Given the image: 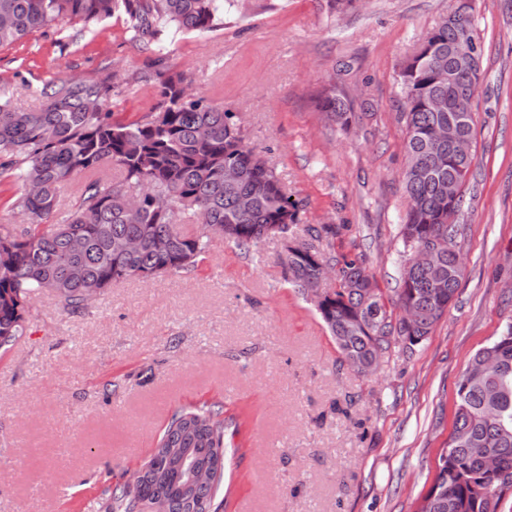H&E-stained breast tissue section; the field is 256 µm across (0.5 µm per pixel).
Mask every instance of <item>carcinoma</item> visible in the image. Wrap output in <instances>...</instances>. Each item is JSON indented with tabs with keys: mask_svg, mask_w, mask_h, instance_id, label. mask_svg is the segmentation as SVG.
<instances>
[{
	"mask_svg": "<svg viewBox=\"0 0 512 512\" xmlns=\"http://www.w3.org/2000/svg\"><path fill=\"white\" fill-rule=\"evenodd\" d=\"M238 6L239 0H0V47L61 19L87 25L119 14L132 38L158 55L169 36L211 31ZM455 34L443 19L424 38L431 54H412L399 71L404 104L398 119L406 127L409 165L403 172L407 206L395 294L400 306L412 307L414 325L385 309L374 320L366 317L357 283L374 275L364 260L336 257L314 245L336 234L334 227L308 228L310 240L295 241L296 248L281 258L284 284L301 292L322 287L323 266L336 269V288L319 316L346 363L368 362L376 354L388 358L395 344L413 350L457 298L464 267L455 252L441 259L443 288L431 272L408 266L413 248L443 238L453 248L464 232L457 220H448L461 213L464 196L448 202L442 184H467L473 161L460 164L453 145L431 141L439 126L458 115L468 81L464 71L452 88L436 81V72L455 67L448 55ZM148 78L160 103L131 123L114 120L110 112L122 85L109 73L79 84L56 77L41 90L45 103L32 111L15 106L9 87L0 85V176L13 182L10 208L24 223L0 224V350L24 335L27 300L37 292L54 293L67 311L77 313L87 308L91 290L101 296L112 283L140 273L156 277L196 267L209 246L208 225L227 228L224 241L249 251L268 238V227L278 224L286 234L298 223L304 201L288 195L275 168L245 142L236 113L191 91L180 73L158 69ZM319 108L343 130L356 121L351 99L334 77ZM108 165L119 168L120 183L99 177ZM230 166L244 175L224 179ZM81 174L73 210L50 223L61 190ZM188 221L201 225L198 234L181 230ZM130 239L140 247L126 252ZM230 426L237 430L240 422L224 417L220 401L175 410L145 462L138 491L116 482L109 512H146L156 502L163 512H211L224 481ZM185 454L197 471L208 473L206 479L189 478L180 464ZM489 458L512 480V322L462 372L452 429L416 512H504L512 484L494 492L499 480L485 466Z\"/></svg>",
	"mask_w": 512,
	"mask_h": 512,
	"instance_id": "obj_1",
	"label": "carcinoma"
}]
</instances>
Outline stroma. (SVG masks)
<instances>
[{
    "mask_svg": "<svg viewBox=\"0 0 512 512\" xmlns=\"http://www.w3.org/2000/svg\"><path fill=\"white\" fill-rule=\"evenodd\" d=\"M454 0H242L224 28L176 35L164 69L237 112L289 194L290 238L338 225L394 288L406 208L399 65ZM485 48L473 104L474 177L458 218V299L413 352L369 377L341 361L314 306L281 284L278 239L245 252L212 239L188 272L113 283L87 309L33 296L25 335L0 355V512H107L108 488L149 457L172 411L220 400L227 512H414L452 425L471 356L512 321V0H475ZM152 59L124 18L60 22L0 48V84L25 109L54 75L114 73L115 119L159 103ZM362 120L343 131L317 99L334 71Z\"/></svg>",
    "mask_w": 512,
    "mask_h": 512,
    "instance_id": "35a3bbf8",
    "label": "stroma"
}]
</instances>
